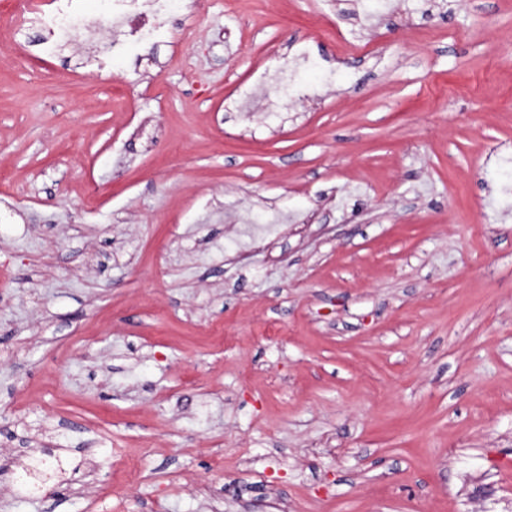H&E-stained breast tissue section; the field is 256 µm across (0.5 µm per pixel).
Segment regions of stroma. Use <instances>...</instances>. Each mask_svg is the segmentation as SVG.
I'll use <instances>...</instances> for the list:
<instances>
[{
    "mask_svg": "<svg viewBox=\"0 0 512 512\" xmlns=\"http://www.w3.org/2000/svg\"><path fill=\"white\" fill-rule=\"evenodd\" d=\"M10 9L0 512H512V0ZM172 0H111L110 10L106 15L77 21L73 0H52L48 8H44L38 0H18L15 3L17 26L20 28L31 20L27 14H35L36 19L59 39H71L82 34L93 24L96 35L103 30L111 33L112 29L123 28V37L112 39L109 43L112 52L152 38L155 30L151 27L156 16L168 13ZM141 2V3H140Z\"/></svg>",
    "mask_w": 512,
    "mask_h": 512,
    "instance_id": "35a3bbf8",
    "label": "stroma"
}]
</instances>
